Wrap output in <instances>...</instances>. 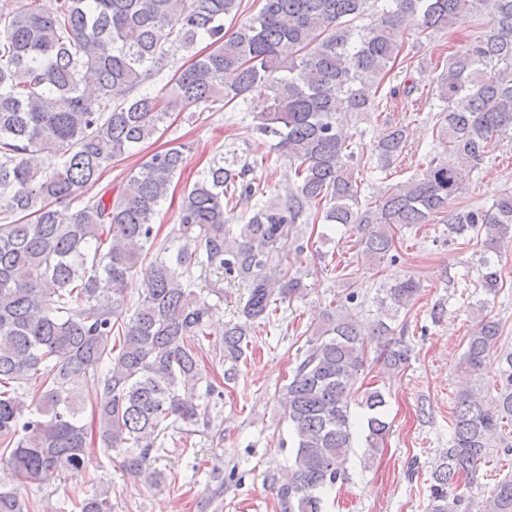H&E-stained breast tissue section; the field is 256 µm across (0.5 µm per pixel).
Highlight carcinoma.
Instances as JSON below:
<instances>
[{
    "label": "carcinoma",
    "instance_id": "1",
    "mask_svg": "<svg viewBox=\"0 0 512 512\" xmlns=\"http://www.w3.org/2000/svg\"><path fill=\"white\" fill-rule=\"evenodd\" d=\"M39 0L0 4V453L12 484H0V512H30L20 487L44 485L82 468L100 440L119 450L125 471L152 486L150 462L159 432L197 424L217 387L208 380L202 338L211 305L194 291L191 267L202 261L218 277L248 288L237 318L211 344L224 380H235L255 329L274 305L303 293L301 278L278 244L302 224L354 230V257L397 261L398 232L448 225V241L484 237L497 255L512 243V191L489 207L459 208L467 172L512 131V0H262L232 31L242 0H59L54 13ZM486 16L480 35L442 61L426 116L433 152L418 173L376 196H364L355 169L387 171L407 148L409 128L388 122L371 152L357 156L345 136L344 114L360 115L384 100L408 97L417 83L382 93L397 66L425 67L395 40L409 29L432 36ZM359 19L366 20L362 25ZM192 62L173 67L165 46L192 49ZM263 88V94H252ZM242 100L255 112L254 152L274 150L294 166L284 196L248 178L250 163L214 159L183 194L176 212L175 250L158 241V208L186 164L180 148L156 151L128 175L122 189H102L76 208L71 201L99 184L118 156L150 140L176 107ZM254 201L242 224L229 214ZM482 288L494 295L500 275L481 261ZM139 271L142 299L124 307L128 276ZM367 323L349 291L307 340L292 370L285 410L292 462L272 478L280 512H323V495L348 476L356 430L352 406L364 414V461L389 434L385 392L364 384L374 364L398 373L412 347L401 310L420 295L412 275L391 279ZM497 355L496 381L457 394L448 450L432 472L427 512H512V477L481 499L471 494L492 438L512 452V349L501 323L479 308L456 369L475 382ZM100 375L92 408L96 427L82 424L84 406L73 382ZM39 381L31 402L20 390ZM79 512H111L110 488L95 485L75 500Z\"/></svg>",
    "mask_w": 512,
    "mask_h": 512
}]
</instances>
